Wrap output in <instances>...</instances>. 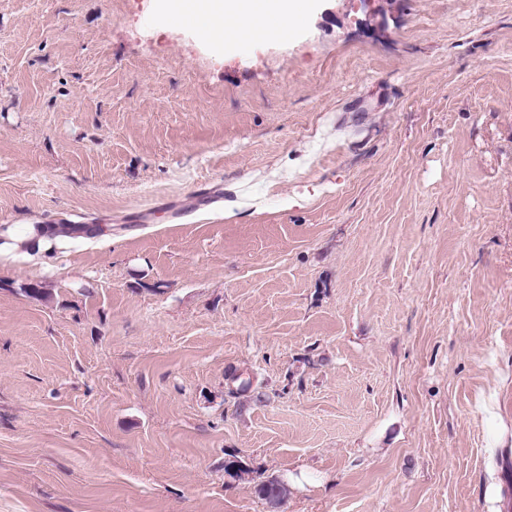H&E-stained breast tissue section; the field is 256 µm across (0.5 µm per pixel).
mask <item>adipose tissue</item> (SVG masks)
Listing matches in <instances>:
<instances>
[{
	"label": "adipose tissue",
	"mask_w": 512,
	"mask_h": 512,
	"mask_svg": "<svg viewBox=\"0 0 512 512\" xmlns=\"http://www.w3.org/2000/svg\"><path fill=\"white\" fill-rule=\"evenodd\" d=\"M153 8L170 20H191L217 46L239 41L258 19L268 23L259 37L279 38L280 26L295 25L305 13L302 0H155ZM60 242L59 234L46 226L15 224L0 230V256L22 249L45 258Z\"/></svg>",
	"instance_id": "1"
}]
</instances>
